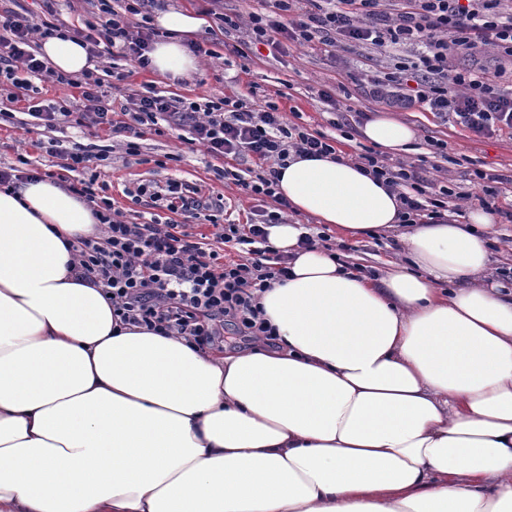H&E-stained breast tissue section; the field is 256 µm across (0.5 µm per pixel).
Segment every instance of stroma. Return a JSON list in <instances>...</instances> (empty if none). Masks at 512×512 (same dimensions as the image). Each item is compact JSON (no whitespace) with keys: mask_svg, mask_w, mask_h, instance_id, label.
Listing matches in <instances>:
<instances>
[{"mask_svg":"<svg viewBox=\"0 0 512 512\" xmlns=\"http://www.w3.org/2000/svg\"><path fill=\"white\" fill-rule=\"evenodd\" d=\"M266 0H157L155 11L182 8L199 11L211 10L215 15L238 14L249 16L266 11ZM53 13H46L42 0H0V11L8 9L33 16L41 20L52 18L61 29L80 26L95 10L92 0H53ZM242 32L224 34L220 24L200 33L197 41L205 52L200 55L199 74L191 81L175 82L150 71L135 68L120 55L103 54L99 67L104 91L120 86L122 93L117 104H124L126 96L144 92L146 86L167 96L221 98L224 96L251 97L254 106H262L266 97L276 92L288 94L293 112L287 113L289 123L305 126L310 132H320L338 138V148L353 155L362 147L360 138H342L334 125L335 113L319 97L320 91L338 92L343 106L349 107V121L358 115H372L382 110L369 93L361 71L375 70L381 61L379 54L363 51L340 59L337 52L319 46L288 45L280 55L267 50L250 53L242 58L233 51L243 40ZM27 100L0 102V163H16L25 157L31 167L48 172L52 169V158L46 152L49 141H57L59 148H70L72 143L96 144L108 152L104 161H92L88 168L68 173L69 182L89 177L91 172H100L102 180L108 181L109 193L116 208L134 222H147L152 218L166 219L165 210L152 207L148 197H133L139 185L167 180L188 181L202 187L205 194L223 195L231 204L236 221L247 222L254 200L246 198L238 186L218 180L213 159L203 148L188 150L180 143L176 134L159 136L153 131H144L139 139V157L125 154L126 139L121 135H110L95 128H73L61 126L50 130L27 113ZM393 117L414 125L420 137L408 160L425 158L428 164L446 170L449 188L457 196L448 204L449 216L462 215L468 205L464 193L474 192V173L481 170L490 174L512 175V135L504 133L490 139H479L462 127L442 121L434 114L417 107L392 109ZM444 142L443 152H436L434 141ZM391 240L380 235L365 242L344 240L338 246L347 262L375 271L379 261L390 254Z\"/></svg>","mask_w":512,"mask_h":512,"instance_id":"1","label":"stroma"}]
</instances>
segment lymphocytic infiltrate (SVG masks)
<instances>
[{
  "instance_id": "f902f5d3",
  "label": "lymphocytic infiltrate",
  "mask_w": 512,
  "mask_h": 512,
  "mask_svg": "<svg viewBox=\"0 0 512 512\" xmlns=\"http://www.w3.org/2000/svg\"><path fill=\"white\" fill-rule=\"evenodd\" d=\"M270 2V11L252 14L245 28L237 18L222 15V30H245V48L263 45L273 53L283 52L288 42L349 54L372 50L386 60L367 77L374 98L392 106L421 105L479 138L512 134V90L502 88L499 70L448 64L449 54L466 55L479 47L491 49L496 60L512 61V0H392L389 12L381 9V0ZM145 6L146 0H130L119 12L110 0H98L102 21H86L72 33L90 55L110 46L147 68L157 33L147 22L131 21ZM56 31V25L35 22L26 14H0V66L12 86L29 88L27 76L32 73L80 91L78 100L34 109L32 117L50 129L106 126L112 133L130 134V156L139 153L136 138L143 127H153L158 135L166 129L185 131L186 145L203 147L214 159H250V177L227 167L223 178L254 200L275 202L273 209L256 210L250 222L224 224L220 218L225 203L201 196L190 183L142 184L138 195L184 215L185 221L137 223L125 220L109 198L99 195V176L91 174L76 193L95 204L101 226L98 237L79 241L75 248L81 276L103 286L123 322L185 337L199 351L221 343L228 324L241 335L261 336L267 345H275L276 332L262 316L259 295L272 282L288 277L285 258L272 249L265 232L266 225L285 223L289 208L287 199L276 194L277 168L293 151L309 157L335 153V139L288 123L276 102L258 111L243 98L180 100L152 92L131 100L121 109L123 121H113L112 101L93 73L75 79L37 58L35 39L52 37ZM18 66L25 68L26 77L16 76ZM357 160L399 190L406 223L440 217L447 208L452 189L429 178L424 165L390 164L369 149ZM190 219L209 222L213 234L189 232Z\"/></svg>"
}]
</instances>
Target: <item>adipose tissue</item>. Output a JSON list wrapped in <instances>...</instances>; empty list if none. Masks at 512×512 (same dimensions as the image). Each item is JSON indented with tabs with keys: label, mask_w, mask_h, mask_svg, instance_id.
Instances as JSON below:
<instances>
[{
	"label": "adipose tissue",
	"mask_w": 512,
	"mask_h": 512,
	"mask_svg": "<svg viewBox=\"0 0 512 512\" xmlns=\"http://www.w3.org/2000/svg\"><path fill=\"white\" fill-rule=\"evenodd\" d=\"M154 72L192 79L206 15L159 13ZM50 67L89 68L71 38ZM359 136L410 152L377 113ZM293 213L364 239L400 229L376 276L298 223L268 226L287 280L260 302L277 347L195 351L121 321L72 246L98 220L64 182L0 190V512H512V287L494 279L496 214L401 229L398 190L331 154L291 155Z\"/></svg>",
	"instance_id": "ef3b65f1"
}]
</instances>
